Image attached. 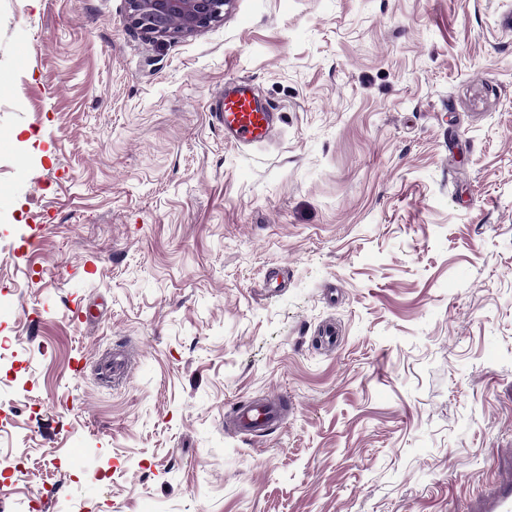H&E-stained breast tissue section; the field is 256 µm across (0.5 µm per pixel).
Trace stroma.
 <instances>
[{
    "mask_svg": "<svg viewBox=\"0 0 512 512\" xmlns=\"http://www.w3.org/2000/svg\"><path fill=\"white\" fill-rule=\"evenodd\" d=\"M0 410V512H466L512 454V0H0ZM230 0H126L131 25L156 36L196 33L219 22ZM217 116L224 124V138L235 144H261L277 131L273 112L256 104L246 81H239L232 91H224L222 111ZM282 419V407L265 399L236 407L232 412L234 429L251 437H261L277 427Z\"/></svg>",
    "mask_w": 512,
    "mask_h": 512,
    "instance_id": "obj_1",
    "label": "stroma"
}]
</instances>
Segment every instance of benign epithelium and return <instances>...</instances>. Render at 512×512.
Returning <instances> with one entry per match:
<instances>
[{"label":"benign epithelium","mask_w":512,"mask_h":512,"mask_svg":"<svg viewBox=\"0 0 512 512\" xmlns=\"http://www.w3.org/2000/svg\"><path fill=\"white\" fill-rule=\"evenodd\" d=\"M230 0H126L131 25L156 36L196 33L219 22Z\"/></svg>","instance_id":"obj_1"}]
</instances>
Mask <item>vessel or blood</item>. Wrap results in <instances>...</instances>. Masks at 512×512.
Here are the masks:
<instances>
[{
  "mask_svg": "<svg viewBox=\"0 0 512 512\" xmlns=\"http://www.w3.org/2000/svg\"><path fill=\"white\" fill-rule=\"evenodd\" d=\"M218 117L225 139L235 144H261L271 140L277 131L273 113L256 104L250 85L244 81L225 92ZM281 419V405L269 399L240 405L232 412L234 428L251 437L266 435ZM470 512H512V458L504 462L496 484Z\"/></svg>",
  "mask_w": 512,
  "mask_h": 512,
  "instance_id": "obj_1",
  "label": "vessel or blood"
}]
</instances>
